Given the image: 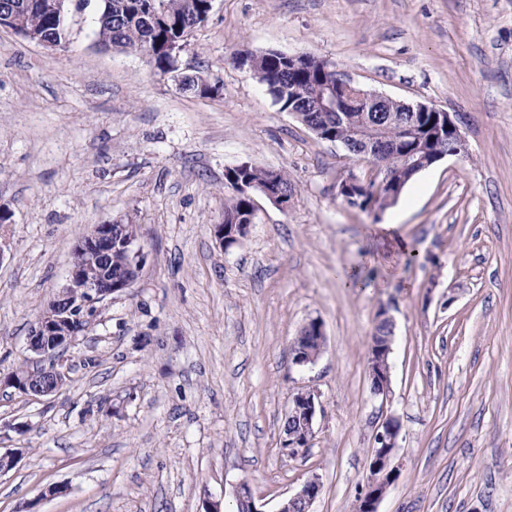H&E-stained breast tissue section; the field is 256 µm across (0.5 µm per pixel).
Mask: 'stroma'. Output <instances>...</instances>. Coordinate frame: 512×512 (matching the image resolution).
Masks as SVG:
<instances>
[{
    "instance_id": "35a3bbf8",
    "label": "stroma",
    "mask_w": 512,
    "mask_h": 512,
    "mask_svg": "<svg viewBox=\"0 0 512 512\" xmlns=\"http://www.w3.org/2000/svg\"><path fill=\"white\" fill-rule=\"evenodd\" d=\"M66 46L0 28V375L98 224H134L146 261L64 355L68 382L0 390V512H277L310 477L313 512H355L383 419L401 422L378 512H512V0H214L164 73L102 48L100 0H65ZM308 55L363 89L457 113L468 155L410 180L381 214L345 204L364 162L281 111L241 53ZM201 72L212 96L179 89ZM286 171L246 237L213 227L230 167ZM398 219L393 236L370 226ZM419 262L406 266L395 239ZM359 268L366 288L342 287ZM395 320L391 392L373 395L379 305ZM326 346L292 364L310 320ZM318 393L307 450L281 445L288 397ZM54 485L60 496H47Z\"/></svg>"
}]
</instances>
